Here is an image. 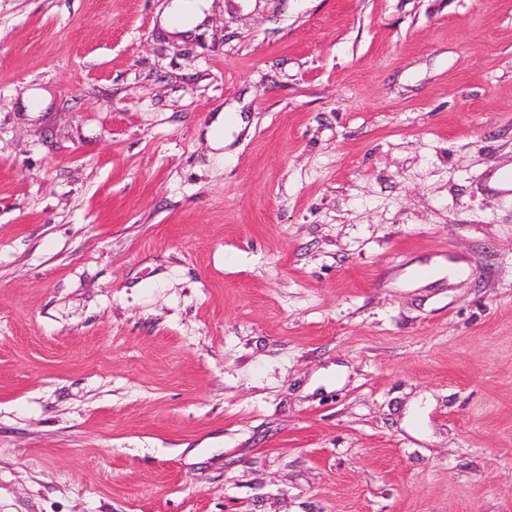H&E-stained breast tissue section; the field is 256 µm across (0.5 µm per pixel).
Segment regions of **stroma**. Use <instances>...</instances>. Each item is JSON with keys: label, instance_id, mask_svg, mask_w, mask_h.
I'll return each mask as SVG.
<instances>
[{"label": "stroma", "instance_id": "1", "mask_svg": "<svg viewBox=\"0 0 512 512\" xmlns=\"http://www.w3.org/2000/svg\"><path fill=\"white\" fill-rule=\"evenodd\" d=\"M170 3L0 0V512H512V0ZM167 9L165 23L171 31L185 32L205 19V0H172ZM175 22H174V20Z\"/></svg>", "mask_w": 512, "mask_h": 512}]
</instances>
